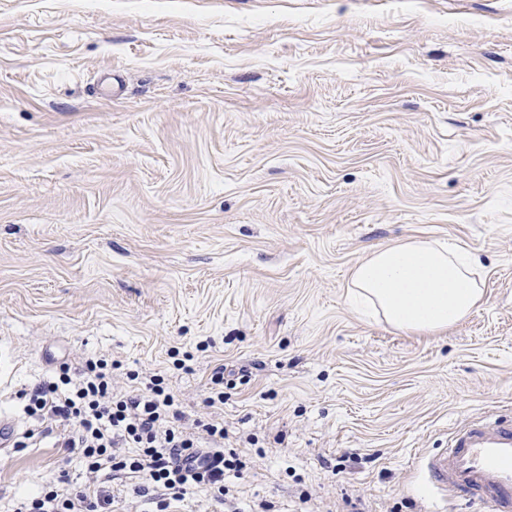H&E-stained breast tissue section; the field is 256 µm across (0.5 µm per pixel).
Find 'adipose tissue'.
<instances>
[{"instance_id":"adipose-tissue-1","label":"adipose tissue","mask_w":512,"mask_h":512,"mask_svg":"<svg viewBox=\"0 0 512 512\" xmlns=\"http://www.w3.org/2000/svg\"><path fill=\"white\" fill-rule=\"evenodd\" d=\"M477 258L439 241L410 239L375 250L351 277V298L403 331L437 333L483 301Z\"/></svg>"}]
</instances>
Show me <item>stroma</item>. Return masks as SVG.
Returning <instances> with one entry per match:
<instances>
[{
    "mask_svg": "<svg viewBox=\"0 0 512 512\" xmlns=\"http://www.w3.org/2000/svg\"><path fill=\"white\" fill-rule=\"evenodd\" d=\"M408 239L480 262L447 331L349 304ZM94 355L246 461L174 512H431L418 453L512 417V0H0V412L33 434L0 512L83 482L19 395Z\"/></svg>",
    "mask_w": 512,
    "mask_h": 512,
    "instance_id": "1",
    "label": "stroma"
}]
</instances>
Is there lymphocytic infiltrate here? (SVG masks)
Returning <instances> with one entry per match:
<instances>
[{"instance_id":"f902f5d3","label":"lymphocytic infiltrate","mask_w":512,"mask_h":512,"mask_svg":"<svg viewBox=\"0 0 512 512\" xmlns=\"http://www.w3.org/2000/svg\"><path fill=\"white\" fill-rule=\"evenodd\" d=\"M26 411L80 456L87 480L71 488L60 475L58 485L16 499L11 512H111L112 482L124 476L152 493L155 512H169L199 488L223 497L225 473L243 468L238 455L224 453L223 423L203 424L198 439L160 379L134 393L113 391L112 366L101 358L75 372L61 366L57 380L29 395Z\"/></svg>"}]
</instances>
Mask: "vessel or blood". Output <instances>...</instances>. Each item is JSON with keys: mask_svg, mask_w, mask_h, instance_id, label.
Segmentation results:
<instances>
[{"mask_svg": "<svg viewBox=\"0 0 512 512\" xmlns=\"http://www.w3.org/2000/svg\"><path fill=\"white\" fill-rule=\"evenodd\" d=\"M416 469L439 502L452 494L490 512H512V418L487 415L459 425L447 448L420 455Z\"/></svg>", "mask_w": 512, "mask_h": 512, "instance_id": "obj_1", "label": "vessel or blood"}]
</instances>
